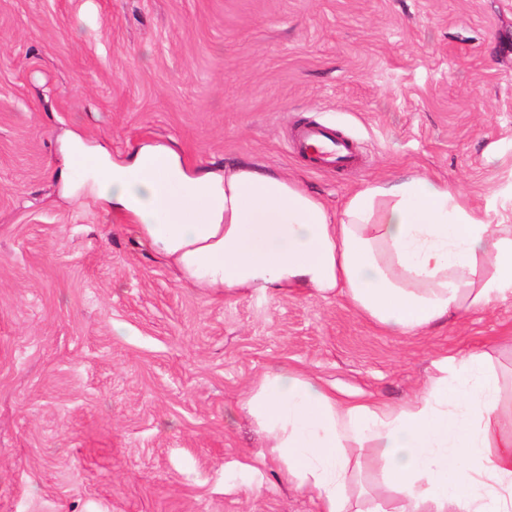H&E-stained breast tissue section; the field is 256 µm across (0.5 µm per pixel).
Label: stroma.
<instances>
[{"instance_id": "35a3bbf8", "label": "stroma", "mask_w": 512, "mask_h": 512, "mask_svg": "<svg viewBox=\"0 0 512 512\" xmlns=\"http://www.w3.org/2000/svg\"><path fill=\"white\" fill-rule=\"evenodd\" d=\"M308 121L359 165L311 170ZM146 145L335 215L412 172L505 205L512 0H0V512H319L260 455L268 370L391 405L445 354L512 374V300L393 336L340 296L180 279L92 187Z\"/></svg>"}]
</instances>
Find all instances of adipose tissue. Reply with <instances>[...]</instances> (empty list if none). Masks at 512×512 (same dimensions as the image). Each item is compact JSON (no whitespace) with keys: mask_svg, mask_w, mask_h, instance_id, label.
I'll return each mask as SVG.
<instances>
[{"mask_svg":"<svg viewBox=\"0 0 512 512\" xmlns=\"http://www.w3.org/2000/svg\"><path fill=\"white\" fill-rule=\"evenodd\" d=\"M99 194L204 288L342 295L386 332L416 334L512 297V217L428 175L372 182L339 215L248 166L198 172L141 151L104 166ZM411 400H345L295 369L265 373L246 408L321 512H363L349 484L382 464L399 499L371 512H512V414L485 352L442 356Z\"/></svg>","mask_w":512,"mask_h":512,"instance_id":"obj_1","label":"adipose tissue"}]
</instances>
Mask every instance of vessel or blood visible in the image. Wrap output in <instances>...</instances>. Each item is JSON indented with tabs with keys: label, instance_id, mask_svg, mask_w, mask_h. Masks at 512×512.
<instances>
[{
	"label": "vessel or blood",
	"instance_id": "b4317fda",
	"mask_svg": "<svg viewBox=\"0 0 512 512\" xmlns=\"http://www.w3.org/2000/svg\"><path fill=\"white\" fill-rule=\"evenodd\" d=\"M291 150L317 170L330 166L345 170L357 163L353 144L335 129L322 125L305 124L298 127Z\"/></svg>",
	"mask_w": 512,
	"mask_h": 512
}]
</instances>
